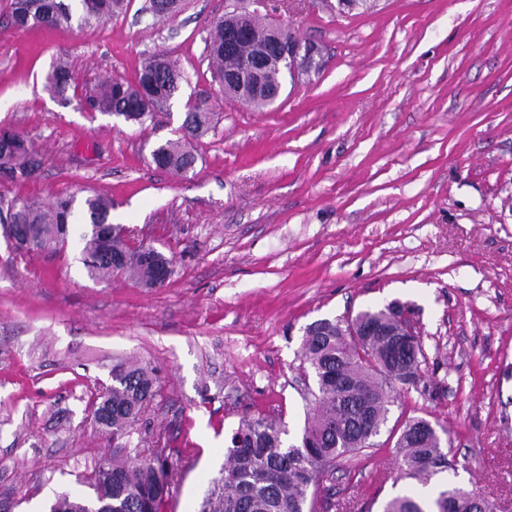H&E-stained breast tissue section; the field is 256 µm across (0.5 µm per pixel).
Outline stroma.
Here are the masks:
<instances>
[{
	"label": "stroma",
	"mask_w": 512,
	"mask_h": 512,
	"mask_svg": "<svg viewBox=\"0 0 512 512\" xmlns=\"http://www.w3.org/2000/svg\"><path fill=\"white\" fill-rule=\"evenodd\" d=\"M145 0L83 27L17 31L0 0V128L20 131L36 178L0 177V211L59 195L111 198L129 247L175 271L160 288L92 278L78 224L57 252L22 254L0 233V501L13 512L88 484L112 446L93 410L112 369L152 366L160 391L133 426L141 454L165 448L175 479L161 512H198L242 417L301 430L304 331L399 300L427 361L377 447L323 482L353 512L457 487L512 512V0H265L268 22L318 46L320 71L287 79L259 112L209 68L208 22L232 0H183L153 24ZM161 52L185 81L144 125L80 109L99 80H135ZM68 101L46 88L58 58ZM216 124L193 172L151 162L178 138L187 101ZM440 425L453 467L401 478L396 431Z\"/></svg>",
	"instance_id": "obj_1"
}]
</instances>
